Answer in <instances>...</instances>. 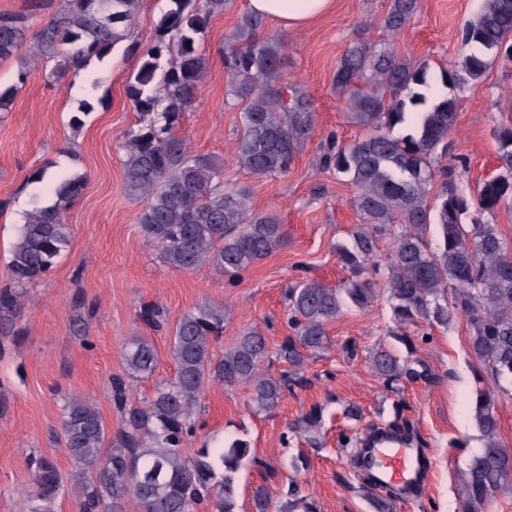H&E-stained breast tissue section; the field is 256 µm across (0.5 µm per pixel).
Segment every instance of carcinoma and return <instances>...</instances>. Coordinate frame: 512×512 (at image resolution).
Listing matches in <instances>:
<instances>
[{
    "instance_id": "cac0c4a2",
    "label": "carcinoma",
    "mask_w": 512,
    "mask_h": 512,
    "mask_svg": "<svg viewBox=\"0 0 512 512\" xmlns=\"http://www.w3.org/2000/svg\"><path fill=\"white\" fill-rule=\"evenodd\" d=\"M170 2L128 84L140 118L123 134L124 185L130 197L146 201L138 224L146 244L169 267L192 272L209 265L234 278L282 247L287 234L276 217L251 209L247 188L224 187L223 162L194 153L175 135L208 71L209 59L198 44L209 18L224 11L226 0ZM140 5L141 0H61L31 40L28 16L0 12V60L19 59L21 85L39 60L56 59L61 70L76 74L124 38ZM417 8L418 0H391L384 18L390 36L401 34ZM264 25V17L246 15L234 43L224 48L227 93L241 106L234 158L258 176L288 172L315 131L309 99L298 92L283 99V45L260 37ZM461 51L457 62L440 71L447 86L481 79L501 52L512 53V0H483L462 29ZM334 85L349 119L369 129L347 145L328 136L319 159L356 189L351 206L362 227L351 234L350 244L337 247L351 279L342 288L306 280L289 290L291 334L276 357L290 369L276 378L262 372L268 348L258 329L245 332L220 358L213 356L210 342L223 335L224 306L209 304L185 314L176 326L170 349L174 377L159 384L145 405L130 406L129 381L152 374L158 362L154 345L133 337L124 355L127 378L112 380L113 402L122 412L115 444L105 447L107 432L93 405L71 398L62 408L61 441L80 469L73 490L81 512H238V473L258 462L250 442L235 437L187 454L205 385L247 384L257 409L276 407L288 379L304 381L305 352L328 345L326 325L341 313L344 299L362 306L376 295L361 275L376 252L374 235L388 226L396 229L383 293L394 320L408 326L424 319L446 327L465 317L473 330L469 350L475 363L490 372L497 388L512 384V242L483 220L512 202V125L493 131L498 172L467 194L447 169L435 167L451 145L457 101L433 94L427 66L398 56L390 42L358 43L343 53ZM402 125L408 131L393 134ZM84 184L79 175L59 180L53 186L55 201L27 214L8 263L13 283L37 280L67 248L70 228L64 213ZM433 212L434 249L425 238ZM23 305L22 293L0 289L1 329L11 327ZM138 316L159 326L160 309L152 302L142 303ZM369 360L390 384L403 377L433 378L425 366L416 367L387 347L374 349ZM476 416L485 443L464 472L462 512H485L490 496L512 476V450L497 437L494 391L478 390ZM32 480L37 503L26 512H54L55 499L64 491L54 463L33 459ZM398 500L391 493H370L374 512H394ZM248 502L250 512H312L294 492L274 504L263 484L250 488Z\"/></svg>"
}]
</instances>
